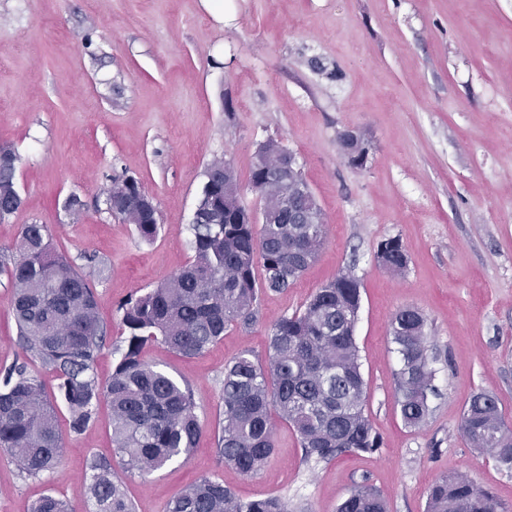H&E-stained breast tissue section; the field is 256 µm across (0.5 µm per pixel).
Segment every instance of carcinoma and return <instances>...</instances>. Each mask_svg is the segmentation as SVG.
<instances>
[{"instance_id": "cac0c4a2", "label": "carcinoma", "mask_w": 512, "mask_h": 512, "mask_svg": "<svg viewBox=\"0 0 512 512\" xmlns=\"http://www.w3.org/2000/svg\"><path fill=\"white\" fill-rule=\"evenodd\" d=\"M19 156L0 148V220L20 204L16 184ZM250 185L267 205L259 224L238 197L203 185V221L192 224L193 259L154 288L119 307L127 336L112 379L101 386L94 368L107 331L87 278L58 253L43 224H26L18 236L19 258L0 259L13 287V309L23 352L52 371L57 392L46 391L27 364L0 374V449L20 472L38 478L61 456L59 404L70 430L84 431L100 399L112 412V441L122 473L110 462L92 459L87 490L94 512H135L125 480L160 470L195 447L201 433L196 402L188 385L143 358L161 344L186 358L203 355L235 325L248 329L258 318L261 291L287 290L315 260L327 240L323 224H284L288 188L254 165ZM146 198L135 208V228L152 241L159 224ZM222 217L212 224L209 214ZM383 266L401 273L408 257L398 239L384 243ZM361 302L357 279L341 274L318 289L303 309L269 327L268 355L260 361L243 353L224 365L222 418L216 453L240 473H257L276 448L274 418L297 434L304 459L332 461L352 452L374 453L379 434L364 412V380L355 340ZM427 320L413 308L390 322L399 359L395 399L404 424L420 427L429 414L434 371L428 362ZM460 432L474 448L512 469V428L494 396L472 395ZM32 512H68L66 501L47 493ZM166 512H288V502L270 496L243 501L220 481L202 478L174 496ZM338 512H389L385 497L368 484L353 487ZM426 512H509L494 494L459 472L440 477L428 493Z\"/></svg>"}]
</instances>
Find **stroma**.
Listing matches in <instances>:
<instances>
[{
	"mask_svg": "<svg viewBox=\"0 0 512 512\" xmlns=\"http://www.w3.org/2000/svg\"><path fill=\"white\" fill-rule=\"evenodd\" d=\"M367 147L365 167L338 146ZM291 152L325 218L327 242L288 290L263 293L251 329L227 328L207 353L160 345L143 357L192 388L201 435L176 463L127 480L136 512H164L208 477L242 499L278 496L290 512H337L353 486H375L389 512H425L430 487L466 474L512 508V471L459 430L474 392L492 393L512 426V0H0V143L20 160L23 203L0 222V253L26 224L46 225L97 294L107 339L96 377L107 385L125 336L120 303L156 287L193 256L192 218L209 162L235 169L242 204L260 146ZM140 181L160 212L150 242L104 204L113 180ZM80 213L65 207L70 195ZM399 239L403 273L378 259ZM360 284L355 330L365 412L382 445L304 461L289 424L256 474L219 460L214 433L224 365L268 354L269 322L292 314L340 274ZM405 308L427 318L436 394L419 428L395 403L389 335ZM24 359L12 285L0 273V369ZM63 453L41 479L0 451V512H31L52 492L92 512L88 463L120 469L111 411L82 433L61 421Z\"/></svg>",
	"mask_w": 512,
	"mask_h": 512,
	"instance_id": "1",
	"label": "stroma"
}]
</instances>
